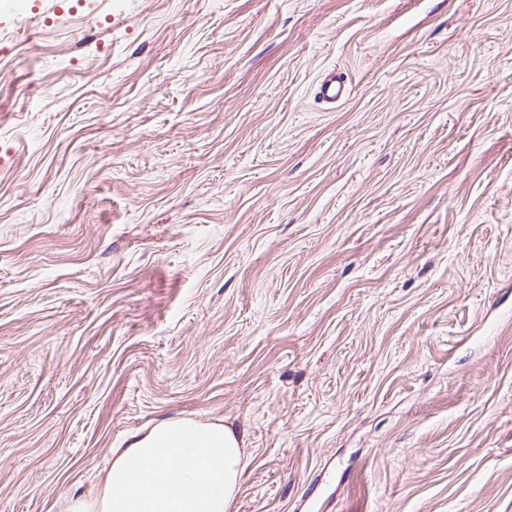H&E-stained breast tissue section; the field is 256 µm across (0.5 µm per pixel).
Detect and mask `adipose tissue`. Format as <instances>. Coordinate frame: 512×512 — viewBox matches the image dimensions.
<instances>
[{
  "label": "adipose tissue",
  "mask_w": 512,
  "mask_h": 512,
  "mask_svg": "<svg viewBox=\"0 0 512 512\" xmlns=\"http://www.w3.org/2000/svg\"><path fill=\"white\" fill-rule=\"evenodd\" d=\"M95 491L69 496L65 512H230L243 450L221 424L166 421L111 451Z\"/></svg>",
  "instance_id": "1"
}]
</instances>
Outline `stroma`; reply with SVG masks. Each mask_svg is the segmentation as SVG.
<instances>
[{"label": "stroma", "instance_id": "35a3bbf8", "mask_svg": "<svg viewBox=\"0 0 512 512\" xmlns=\"http://www.w3.org/2000/svg\"><path fill=\"white\" fill-rule=\"evenodd\" d=\"M24 3L0 512L178 419L242 440L234 512H512V0ZM349 85L346 74L333 69L325 74L318 83L316 98L322 103H335L347 97Z\"/></svg>", "mask_w": 512, "mask_h": 512}]
</instances>
